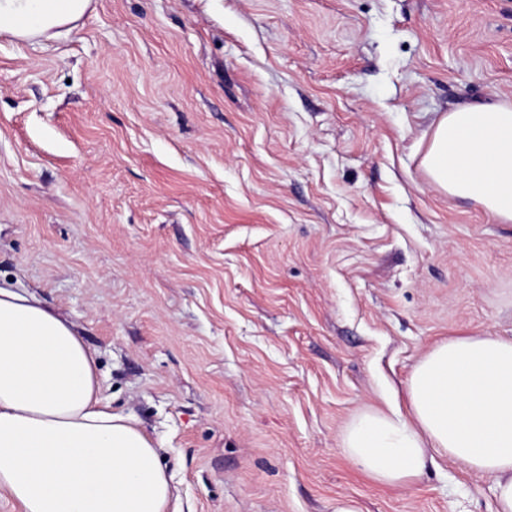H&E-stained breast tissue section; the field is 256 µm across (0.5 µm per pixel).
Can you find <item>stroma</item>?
<instances>
[{"mask_svg":"<svg viewBox=\"0 0 512 512\" xmlns=\"http://www.w3.org/2000/svg\"><path fill=\"white\" fill-rule=\"evenodd\" d=\"M512 102V0H92L0 36V287L71 323L169 512H494L342 448L418 361L512 340V223L432 183L437 113Z\"/></svg>","mask_w":512,"mask_h":512,"instance_id":"35a3bbf8","label":"stroma"}]
</instances>
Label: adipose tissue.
Instances as JSON below:
<instances>
[{"mask_svg": "<svg viewBox=\"0 0 512 512\" xmlns=\"http://www.w3.org/2000/svg\"><path fill=\"white\" fill-rule=\"evenodd\" d=\"M89 0H0V33L70 32ZM423 165L434 184L512 221V104L439 115ZM408 415L372 409L345 427L349 461L406 485L433 453L490 478L512 512V340L460 336L432 348L407 384ZM0 489L22 512H166L169 477L135 419L111 410L94 357L36 300L0 287Z\"/></svg>", "mask_w": 512, "mask_h": 512, "instance_id": "1", "label": "adipose tissue"}]
</instances>
